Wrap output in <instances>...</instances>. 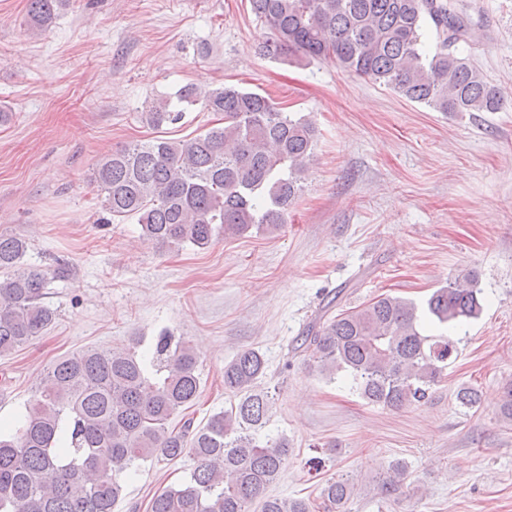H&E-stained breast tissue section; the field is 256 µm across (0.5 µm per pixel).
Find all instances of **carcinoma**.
Listing matches in <instances>:
<instances>
[{"label": "carcinoma", "instance_id": "1", "mask_svg": "<svg viewBox=\"0 0 512 512\" xmlns=\"http://www.w3.org/2000/svg\"><path fill=\"white\" fill-rule=\"evenodd\" d=\"M69 0H29L28 25L45 30ZM269 31L266 55L284 62L327 60L350 76L383 85L437 112H497L507 97L457 56L469 28L456 0H250ZM435 35L424 50L425 27ZM176 105L162 99L141 113L158 130L199 109L222 121L183 140L155 137L105 156L93 172L102 210L134 216L161 246L199 249L251 229L287 223L316 144L314 123L270 98L235 86L187 84ZM28 241L0 233V357L42 335L55 311L42 302L47 274L24 263ZM471 274L435 289L419 308L379 296L359 309L311 326L303 352L329 381L343 379L374 406L401 410L426 401L460 352L448 334L482 313ZM263 354L237 352L224 365V389L237 402L172 428L199 396L198 356L185 341L160 336L119 349H88L51 366L17 421L0 426V512H113L122 483L151 459L193 456L190 479L150 501V512H312L304 499L271 497L267 488L288 459V440L260 436L272 398L257 389ZM459 406L479 407V390L463 386ZM499 417L512 423V382ZM407 466L393 461L382 485L399 491ZM351 483L321 489L325 512H346Z\"/></svg>", "mask_w": 512, "mask_h": 512}]
</instances>
